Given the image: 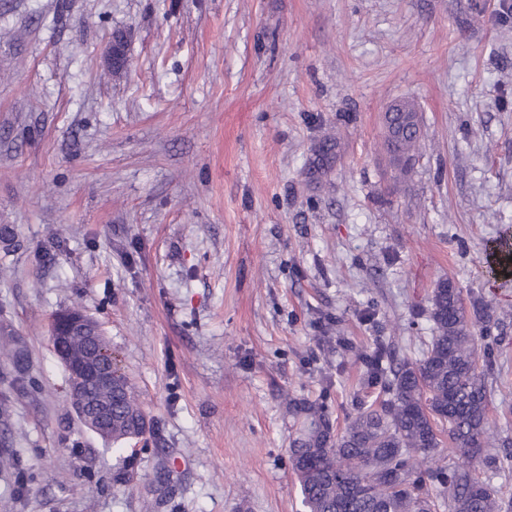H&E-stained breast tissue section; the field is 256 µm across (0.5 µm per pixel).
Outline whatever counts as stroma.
Returning <instances> with one entry per match:
<instances>
[{
	"mask_svg": "<svg viewBox=\"0 0 512 512\" xmlns=\"http://www.w3.org/2000/svg\"><path fill=\"white\" fill-rule=\"evenodd\" d=\"M123 33L128 65L107 48ZM424 145L389 195L386 106ZM345 134L326 184L314 145ZM0 512H304L286 394L344 430L358 349L422 358L452 280L490 304L512 438V0H0ZM102 326L150 431L116 454L68 403L49 317ZM504 239L508 238H501L493 242H498V244L495 245L490 252V265L488 267L494 275L508 278L512 276V262H510V257H512V242L511 239ZM501 240L504 241L501 242ZM1 364L6 362L10 364L17 372V384L24 386L26 383V354L24 350L20 348H7L1 346L0 351Z\"/></svg>",
	"mask_w": 512,
	"mask_h": 512,
	"instance_id": "1",
	"label": "stroma"
}]
</instances>
